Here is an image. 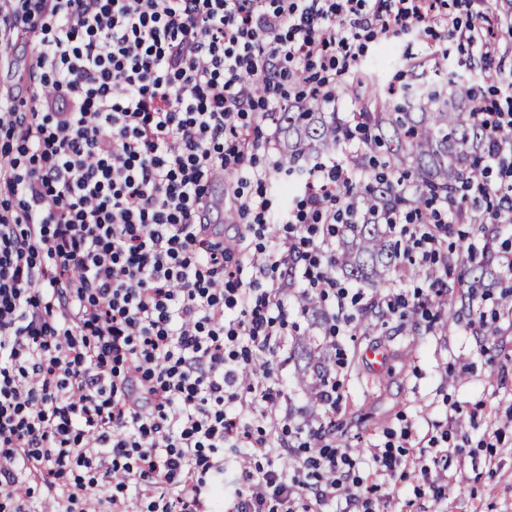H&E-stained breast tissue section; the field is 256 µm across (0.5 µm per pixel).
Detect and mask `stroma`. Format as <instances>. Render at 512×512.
Returning <instances> with one entry per match:
<instances>
[{
    "label": "stroma",
    "instance_id": "1",
    "mask_svg": "<svg viewBox=\"0 0 512 512\" xmlns=\"http://www.w3.org/2000/svg\"><path fill=\"white\" fill-rule=\"evenodd\" d=\"M381 55L393 61L390 84L408 64L421 61L431 80L444 82L454 73L486 100L512 98V38L506 36L488 59L457 40L427 34L373 43L358 69H368ZM450 317L457 322L451 332L445 328ZM288 321L289 335L272 356L287 383L288 407L295 412L308 405L296 384L305 365L297 339L307 336L318 353L346 362L337 372L341 400L330 418L337 442L356 449L361 476L371 471L368 446L383 444L389 432L407 427L422 435L438 425L451 435V449L438 466L444 477L441 498H434L428 481L411 468L377 478L374 512H512V314L489 322L483 337L472 335L470 317L444 297L417 324L395 317L365 335L350 325L334 341L323 321L303 316L296 304L288 306ZM370 346L389 351L383 369L365 360ZM452 404L461 408L453 420ZM492 429L499 430V439L488 438Z\"/></svg>",
    "mask_w": 512,
    "mask_h": 512
}]
</instances>
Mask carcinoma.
Returning a JSON list of instances; mask_svg holds the SVG:
<instances>
[{"mask_svg":"<svg viewBox=\"0 0 512 512\" xmlns=\"http://www.w3.org/2000/svg\"><path fill=\"white\" fill-rule=\"evenodd\" d=\"M377 87L371 83L373 101L352 113L348 125L336 121L334 113L321 111L322 100L314 95L307 98L303 112L275 113L273 119L288 158L287 171H299L303 163L342 149L351 126L365 132L374 130L369 149L386 148L380 161L385 173L369 178L363 186H349L348 192L359 197L368 210L407 207L420 213L422 223L430 224V205L435 198L447 200L451 208L464 187L487 181L488 172L479 161L487 135L474 115L475 103L464 82L454 79L408 83L398 100L377 94ZM399 169L414 176L416 192L411 198L388 177ZM404 257L402 241L387 225L344 224L336 241L334 269L350 280L367 283L378 293L388 287L395 272L406 278L421 275V267L403 265ZM305 355L307 373L301 382L314 410L322 404L329 361L310 349Z\"/></svg>","mask_w":512,"mask_h":512,"instance_id":"obj_1","label":"carcinoma"}]
</instances>
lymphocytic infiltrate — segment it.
Here are the masks:
<instances>
[{"instance_id":"obj_1","label":"lymphocytic infiltrate","mask_w":512,"mask_h":512,"mask_svg":"<svg viewBox=\"0 0 512 512\" xmlns=\"http://www.w3.org/2000/svg\"><path fill=\"white\" fill-rule=\"evenodd\" d=\"M486 19L459 23L438 0H0V46L31 48L28 97L0 90V512H210L218 494L229 512H324L339 498L371 512L359 458L317 419L279 416L274 367H251L288 330L292 284L352 321L360 294L324 273L337 212L361 213L336 194L348 169H307L276 215L281 161L251 162L243 181L257 189L234 190L230 207L251 247L209 222L208 188L242 164L251 116L283 111L284 79L308 77L332 105L370 42L427 32L484 53ZM275 220L289 230L273 238ZM242 390L246 413L277 416L300 449L291 470L247 464L227 479L225 449L279 451L227 414ZM447 440L389 432L375 472Z\"/></svg>"}]
</instances>
